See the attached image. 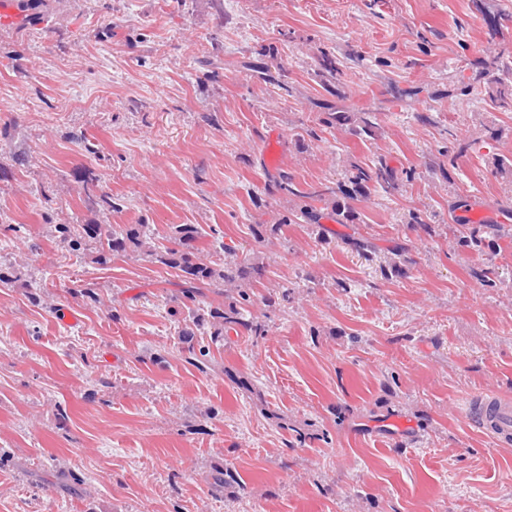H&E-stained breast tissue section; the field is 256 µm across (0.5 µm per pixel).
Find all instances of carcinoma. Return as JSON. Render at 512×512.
Instances as JSON below:
<instances>
[{"instance_id":"1","label":"carcinoma","mask_w":512,"mask_h":512,"mask_svg":"<svg viewBox=\"0 0 512 512\" xmlns=\"http://www.w3.org/2000/svg\"><path fill=\"white\" fill-rule=\"evenodd\" d=\"M259 80L267 85L276 86L289 91L288 70L278 68L271 70L265 66H252ZM344 77L343 64L336 55L323 51L317 58L315 78L320 87L328 94H337ZM493 102L505 105L512 102V81L497 80L486 89ZM315 107L328 110L326 124L348 127L351 134L360 139L373 140L378 136L381 125L379 113L361 109L356 112L333 110L325 102L315 103ZM347 187L335 189L327 184L310 185L300 189L287 172L278 174L277 184L281 191L297 199H311L325 203L330 210L324 212L311 205H296L289 209L288 214L271 226L257 224L254 238L264 242L279 234L283 226L302 220L316 228H321V221L331 220L338 224H354L359 214L344 199H352L362 195L368 185L375 183L384 189L397 186V175L387 165L381 163L374 168H363L352 165L346 175ZM83 201L103 212L119 210L116 199L101 184V177L93 170L83 175ZM343 199H337V193ZM55 230L61 241L68 243L74 251L85 249L91 243L98 245L96 261L105 265L114 257L146 258L168 268L176 269L185 274V279L174 302L183 315L184 327L179 331L181 343L188 352L186 362L201 372L211 365L210 350L204 346L195 347L197 332L205 326L213 328V341L224 340V329L241 326L254 336L265 332V325L245 318L246 303L250 296L246 287L264 276V267L238 258L236 250L224 247V260L218 263L201 257V249L197 243L202 237V228L197 224H173L170 226L168 244L155 242L147 224H58ZM512 235V231L498 224L489 236L481 234L473 227L462 236L464 246L480 252L497 255L501 252L499 240ZM405 259L398 250L387 253L380 261L379 270L384 278L398 277L404 273ZM210 289L224 296L226 302L221 306L205 307L200 305L198 297L203 289Z\"/></svg>"}]
</instances>
